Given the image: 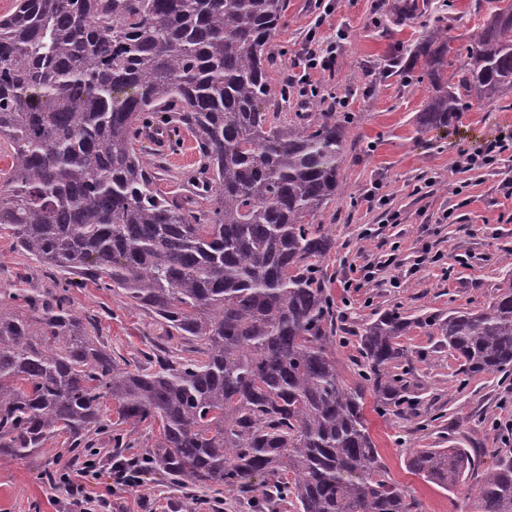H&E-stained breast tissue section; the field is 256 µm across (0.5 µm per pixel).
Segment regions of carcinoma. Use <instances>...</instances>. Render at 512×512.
Here are the masks:
<instances>
[{"label":"carcinoma","mask_w":512,"mask_h":512,"mask_svg":"<svg viewBox=\"0 0 512 512\" xmlns=\"http://www.w3.org/2000/svg\"><path fill=\"white\" fill-rule=\"evenodd\" d=\"M287 0H14L0 15V229L65 275L41 294L0 289V457L57 435L73 459L123 426L158 427L135 460L180 489L223 488L258 509L418 512L370 434L367 392L387 415L407 402L399 337L435 328L460 384L512 373V249L484 308L362 328L361 381L336 365V313L318 264L333 240L314 226L341 190L346 125L332 112L291 121L270 45ZM461 76L450 39L410 51L431 95L424 130L512 90V3L496 6ZM147 128L196 141L192 195L169 197ZM91 281L141 308L163 335L133 365L71 306ZM188 345L190 358L174 356ZM112 401L116 419L105 411ZM475 448H415L409 469L450 493L481 468ZM483 469V468H481ZM468 512H512V456L483 469Z\"/></svg>","instance_id":"1"}]
</instances>
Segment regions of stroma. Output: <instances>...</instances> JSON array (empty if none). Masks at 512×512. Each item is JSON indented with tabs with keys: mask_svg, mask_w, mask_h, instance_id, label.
I'll return each mask as SVG.
<instances>
[{
	"mask_svg": "<svg viewBox=\"0 0 512 512\" xmlns=\"http://www.w3.org/2000/svg\"><path fill=\"white\" fill-rule=\"evenodd\" d=\"M496 0H288L279 34L270 48L272 76L288 80L284 117L297 112H333L347 119L344 194L315 217L334 242L320 264L326 287L336 300L341 333L336 363L348 383L359 380L358 336L363 325L397 307L418 317L492 302L503 284L499 258L512 249V156L490 169L456 168L457 152L512 133V91L472 104L450 129L421 131L419 115L429 85L401 61L410 48L445 31L454 45L466 44L479 30ZM348 35L334 70L318 75V96L306 99L292 82L294 58L308 35L335 39ZM199 156L192 138L164 153L162 192L188 194ZM387 204L367 207L372 189ZM441 254L433 265H419L425 253ZM391 266L363 282V266L380 257ZM58 278L14 247L0 231V288H56ZM75 311L95 316L97 333L114 357L136 361L154 330L144 310L94 285L72 291ZM400 344L409 372L407 408L381 416L365 415L391 477L422 512H454L446 490L424 481L407 467L415 448H445L450 442L484 451L485 464L512 456L494 422L512 418V375L486 374L460 384L457 361L436 331L413 328ZM72 462L64 437L49 440L32 456L0 457V512H63L48 472ZM93 496L112 502V512H174L183 492L156 472H143L138 485L114 484L108 475L86 485Z\"/></svg>",
	"mask_w": 512,
	"mask_h": 512,
	"instance_id": "obj_1",
	"label": "stroma"
}]
</instances>
